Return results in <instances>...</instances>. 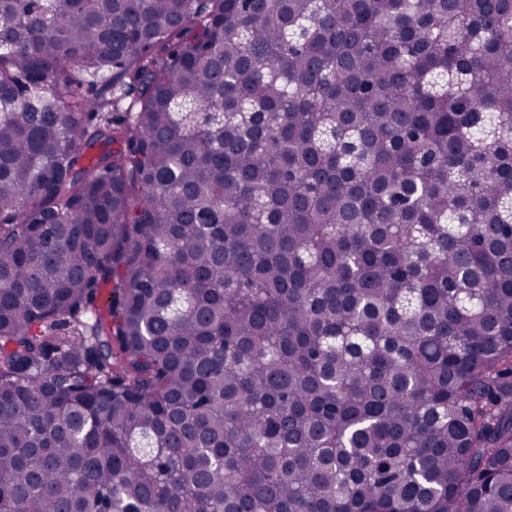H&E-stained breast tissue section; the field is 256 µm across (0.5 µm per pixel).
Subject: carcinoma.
<instances>
[{"instance_id": "cac0c4a2", "label": "carcinoma", "mask_w": 512, "mask_h": 512, "mask_svg": "<svg viewBox=\"0 0 512 512\" xmlns=\"http://www.w3.org/2000/svg\"><path fill=\"white\" fill-rule=\"evenodd\" d=\"M0 512H512V0H0Z\"/></svg>"}]
</instances>
